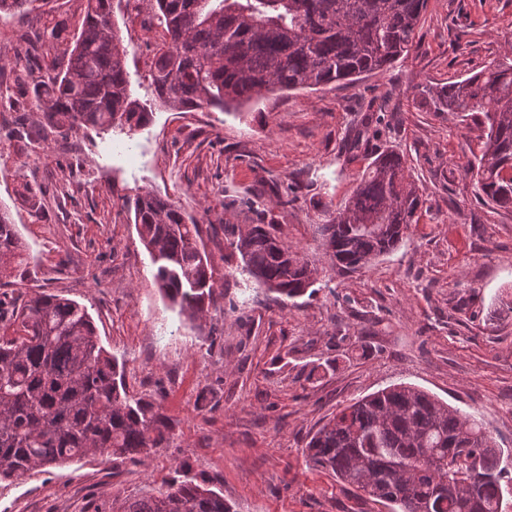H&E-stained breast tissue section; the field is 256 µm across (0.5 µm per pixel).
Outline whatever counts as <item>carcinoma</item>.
<instances>
[{
    "mask_svg": "<svg viewBox=\"0 0 512 512\" xmlns=\"http://www.w3.org/2000/svg\"><path fill=\"white\" fill-rule=\"evenodd\" d=\"M149 2L169 42L151 63L154 98L170 110L225 111L275 90L315 89L385 70L413 47L428 0H134ZM36 0H0V14L31 10ZM127 48L112 0H87L64 67L33 76L31 52L9 59L16 80H31L30 108L42 126L133 129L149 113L133 98ZM438 112L483 113L485 141L479 195L512 208V59L449 85L423 86ZM0 106L17 113L18 138L30 145L25 106L0 88ZM404 155L379 154L338 212L318 227L334 266L356 271L393 251L423 204L406 177ZM134 224L154 266L162 297L194 319L213 293V265L199 245L201 225L151 193L136 196ZM277 216L258 213L245 230L224 225L241 272L289 300L318 280V269L274 233ZM10 215L0 214V268L23 261ZM16 336L0 337V481L34 469L107 453L113 463L170 448L173 425L161 407L126 390L119 363L100 345L84 306L39 293L0 310ZM316 467L391 512H506L503 481L512 482V449L496 445L483 424L412 385L389 386L339 410L310 438ZM155 495L127 499L119 512H232L224 495L197 482L190 466Z\"/></svg>",
    "mask_w": 512,
    "mask_h": 512,
    "instance_id": "cac0c4a2",
    "label": "carcinoma"
}]
</instances>
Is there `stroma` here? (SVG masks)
<instances>
[{
    "label": "stroma",
    "mask_w": 512,
    "mask_h": 512,
    "mask_svg": "<svg viewBox=\"0 0 512 512\" xmlns=\"http://www.w3.org/2000/svg\"><path fill=\"white\" fill-rule=\"evenodd\" d=\"M86 0L0 17V59L21 35L46 69L70 52ZM131 89L152 115L134 130L83 128L24 146L0 109V209L29 257L0 296L43 290L85 305L124 361L131 395L161 404L175 444L137 462L96 454L0 482V512H107L157 493L188 462L233 512H390L313 467L309 437L379 389L410 384L483 423L512 449V211L486 204L476 172L483 118L435 111L418 84L469 77L512 49V0H429L414 45L351 85L272 93L239 110L160 106L147 74L162 43L148 14L115 0ZM366 145L342 151L351 125ZM403 152L424 205L400 246L355 272L334 269L318 224L367 165ZM168 198L203 228L216 269L206 315L172 310L152 279L126 199ZM293 204L281 207L278 193ZM273 210L276 233L319 271L312 294L280 301L225 262L224 227Z\"/></svg>",
    "instance_id": "1"
}]
</instances>
